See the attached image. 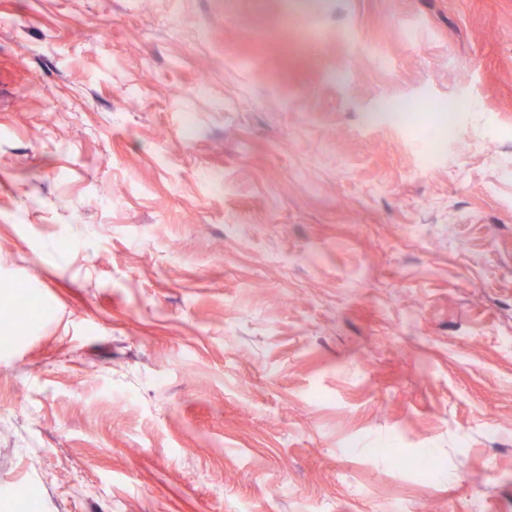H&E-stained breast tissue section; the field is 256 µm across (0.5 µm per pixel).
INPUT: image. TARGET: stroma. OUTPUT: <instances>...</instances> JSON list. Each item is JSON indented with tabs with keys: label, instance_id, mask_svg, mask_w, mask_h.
Wrapping results in <instances>:
<instances>
[{
	"label": "stroma",
	"instance_id": "35a3bbf8",
	"mask_svg": "<svg viewBox=\"0 0 512 512\" xmlns=\"http://www.w3.org/2000/svg\"><path fill=\"white\" fill-rule=\"evenodd\" d=\"M509 168L512 0H0V512H512ZM453 112H455V104L451 101H448V104L440 107L437 129L422 140L421 148L428 158L440 152L446 140H448V142L453 141L457 137L453 122Z\"/></svg>",
	"mask_w": 512,
	"mask_h": 512
}]
</instances>
